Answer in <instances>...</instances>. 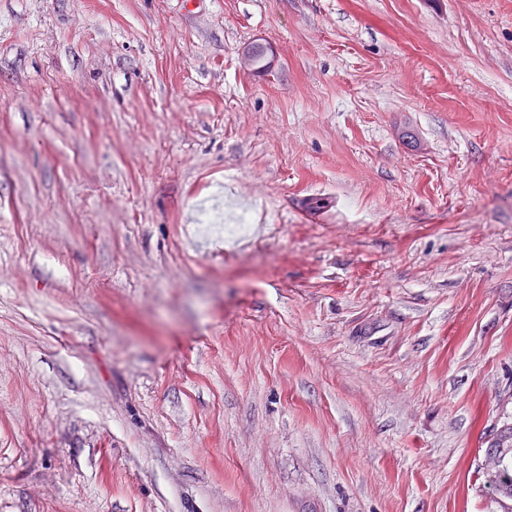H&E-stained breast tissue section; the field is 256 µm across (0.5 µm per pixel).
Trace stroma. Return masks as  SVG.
<instances>
[{
  "label": "stroma",
  "instance_id": "1",
  "mask_svg": "<svg viewBox=\"0 0 512 512\" xmlns=\"http://www.w3.org/2000/svg\"><path fill=\"white\" fill-rule=\"evenodd\" d=\"M510 424L512 0H0V512H502ZM512 427L499 436L496 448H500L498 465L484 474V487L491 491L504 512L512 511Z\"/></svg>",
  "mask_w": 512,
  "mask_h": 512
}]
</instances>
